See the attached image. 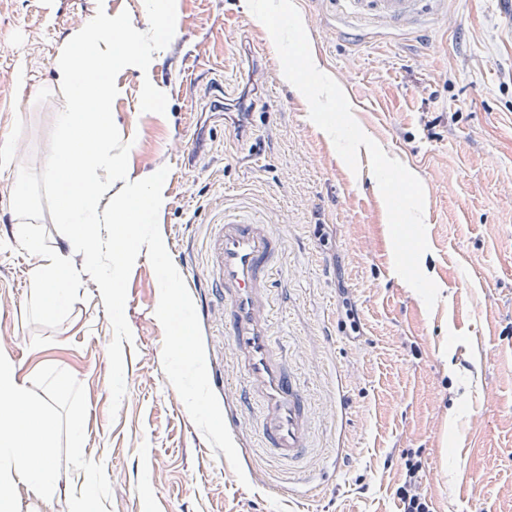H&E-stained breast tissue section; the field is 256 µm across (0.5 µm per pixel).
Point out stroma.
<instances>
[{
	"instance_id": "1",
	"label": "stroma",
	"mask_w": 512,
	"mask_h": 512,
	"mask_svg": "<svg viewBox=\"0 0 512 512\" xmlns=\"http://www.w3.org/2000/svg\"><path fill=\"white\" fill-rule=\"evenodd\" d=\"M397 26L338 0H294L315 65L343 89L362 130L422 182L433 308L394 270L386 207L367 152L351 172L282 77L267 28L246 0H174L176 38L143 102L135 65L112 70V196L160 181L159 228L181 276L203 274L224 212L272 224L283 241L273 331L288 344L316 418L302 470L262 448L235 385L216 388L245 480L193 423L162 363L160 296L147 253L127 287L126 393L111 414L103 303L73 295L56 320L30 302L34 258L17 240L23 177L44 248L66 247L46 176L57 100L45 89L81 15L107 4L148 31L144 0H0V144L26 143L23 173L0 169V354L29 376L55 418L60 453L78 427L83 461L57 476V512L92 467L98 512H399L401 453L416 449L433 512H512V5L444 0ZM25 69L27 82L14 79ZM231 77L241 112H216ZM193 144L190 157L171 144ZM351 302L360 326L346 324ZM209 375L232 371L224 311L201 319Z\"/></svg>"
}]
</instances>
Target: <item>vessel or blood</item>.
<instances>
[{"label": "vessel or blood", "mask_w": 512, "mask_h": 512, "mask_svg": "<svg viewBox=\"0 0 512 512\" xmlns=\"http://www.w3.org/2000/svg\"><path fill=\"white\" fill-rule=\"evenodd\" d=\"M432 0H349L359 14L407 23ZM202 285L224 304V334L234 355V374L257 412L263 445L281 461L299 462L311 446L314 414L299 379L272 332L271 282L282 257L272 225L227 216L207 239Z\"/></svg>", "instance_id": "obj_1"}]
</instances>
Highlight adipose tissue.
<instances>
[{
    "mask_svg": "<svg viewBox=\"0 0 512 512\" xmlns=\"http://www.w3.org/2000/svg\"><path fill=\"white\" fill-rule=\"evenodd\" d=\"M159 59L158 51L137 39L134 27L104 8L82 17L70 47L58 58L48 90L60 103L58 135L46 159V173L63 200L59 217L72 228L70 253L41 246L28 227L34 206L24 182H17L14 193L17 237L37 258L31 303L43 316L62 312L79 288L71 263L75 254L83 265L98 267L93 287L104 304H111L118 271L163 203L155 186L125 200L112 198V176L121 166L120 156L112 151V69L136 64L149 104ZM96 224L115 225L116 246L102 247L92 230ZM68 465L56 452L54 421L46 406L33 398L18 366L0 357V512H14L13 489L19 481L38 498L52 500L56 474Z\"/></svg>",
    "mask_w": 512,
    "mask_h": 512,
    "instance_id": "1",
    "label": "adipose tissue"
}]
</instances>
